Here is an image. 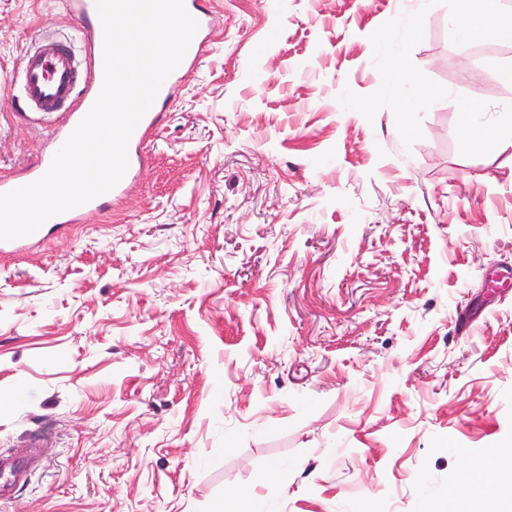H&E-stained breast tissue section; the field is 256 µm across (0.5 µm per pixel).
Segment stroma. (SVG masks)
Here are the masks:
<instances>
[{
  "label": "stroma",
  "mask_w": 512,
  "mask_h": 512,
  "mask_svg": "<svg viewBox=\"0 0 512 512\" xmlns=\"http://www.w3.org/2000/svg\"><path fill=\"white\" fill-rule=\"evenodd\" d=\"M213 2L134 195L0 260V451L52 450L0 512H507L455 483L512 445V46L460 48L457 0ZM71 24L0 0V176L48 139L9 75Z\"/></svg>",
  "instance_id": "35a3bbf8"
}]
</instances>
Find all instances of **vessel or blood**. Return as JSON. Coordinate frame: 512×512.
Returning <instances> with one entry per match:
<instances>
[{"mask_svg":"<svg viewBox=\"0 0 512 512\" xmlns=\"http://www.w3.org/2000/svg\"><path fill=\"white\" fill-rule=\"evenodd\" d=\"M198 29L180 64L163 82L152 108L135 126L127 148L128 168L108 192L44 222L35 232L13 240H0V255H22L39 248L47 236L86 217L106 205L124 202L138 185L146 164L145 143L162 123L161 109L202 58L212 40L215 17L206 0H184ZM66 9L76 21L66 32L45 30L24 49L12 74L14 97L20 117L34 126L47 127L50 137L37 162L19 177L0 181V193L29 185L50 168L57 151L66 142L97 100L104 83V32L96 0H66ZM41 440L0 454V503L11 502L28 486L33 470L47 457Z\"/></svg>","mask_w":512,"mask_h":512,"instance_id":"vessel-or-blood-1","label":"vessel or blood"}]
</instances>
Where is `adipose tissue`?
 <instances>
[{
    "label": "adipose tissue",
    "mask_w": 512,
    "mask_h": 512,
    "mask_svg": "<svg viewBox=\"0 0 512 512\" xmlns=\"http://www.w3.org/2000/svg\"><path fill=\"white\" fill-rule=\"evenodd\" d=\"M461 45L494 37L512 44V12L503 10L500 0H479L478 6H465L460 20L453 23Z\"/></svg>",
    "instance_id": "1"
}]
</instances>
